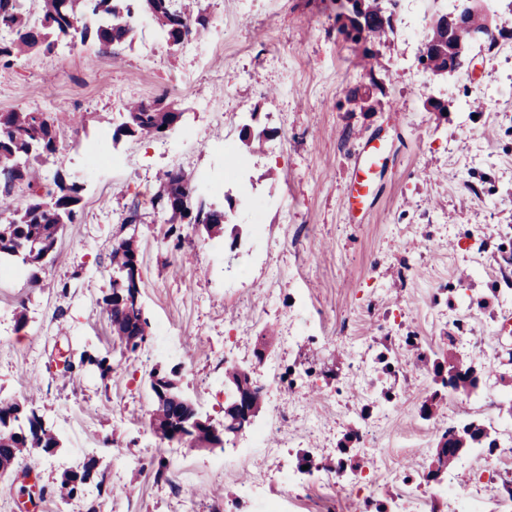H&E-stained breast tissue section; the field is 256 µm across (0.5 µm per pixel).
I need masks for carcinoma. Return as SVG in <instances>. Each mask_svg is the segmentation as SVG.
I'll list each match as a JSON object with an SVG mask.
<instances>
[{
	"label": "carcinoma",
	"mask_w": 512,
	"mask_h": 512,
	"mask_svg": "<svg viewBox=\"0 0 512 512\" xmlns=\"http://www.w3.org/2000/svg\"><path fill=\"white\" fill-rule=\"evenodd\" d=\"M41 16L34 21L20 11L17 0H0V29L15 34L9 42L0 43V65H15L36 51L52 53L56 42L63 35L77 36L81 43L89 40L113 49L124 45L133 26L130 19L120 15L114 0H39ZM398 0H361L366 30L362 31L343 21L344 12L336 13L337 28L343 41L348 43L363 66L374 69L380 45L394 32L390 14ZM136 10L148 17L167 35L170 46L193 34L198 38L208 35L209 19L200 8V0H137ZM467 48L473 47L471 31L461 29L448 36L437 21H432L427 41L432 43L431 55L420 60L426 72L434 77L447 75L448 40ZM127 121L122 124L126 136L140 139L154 138L172 130L181 113L158 98L151 102L132 100L126 104ZM61 124L58 118L45 112L12 111L0 113V214L9 213V220L0 222V258L19 259L25 265L44 260L56 248L63 225L72 223L77 215L80 186L64 182L61 174L54 178L55 188L42 190L41 158L58 153ZM30 191V201L20 211H10L12 197L20 187ZM174 201L168 208L169 236L181 240V224L195 213L196 223L204 226L207 234L224 232L225 213L206 206L196 199L192 178L181 170L167 171L159 178L153 201ZM139 244L129 237L112 247L111 264L118 272L112 280L111 293L103 299L104 310L112 325V337L120 346L134 352L139 344L134 337L145 340L147 320L143 317L141 303L118 305L120 298H136L140 293L132 271L137 268ZM481 371L463 359L445 358L435 363V377L441 386H461L468 391L479 386ZM156 373L149 376V385L155 396L151 415L153 431L163 440L176 437L174 424L181 415L190 412L186 398L168 386L163 396L157 390ZM186 441L194 447H215L221 441L213 432L199 426L188 433ZM480 444L494 447L483 426L469 423L462 439L448 449L445 437L438 438L439 467L453 464L458 452ZM59 446L52 430L43 424L33 408L20 400L0 399V477L11 473L22 461L39 453H50ZM93 466L63 472L58 487L59 499L66 501L83 493L93 478Z\"/></svg>",
	"instance_id": "1"
}]
</instances>
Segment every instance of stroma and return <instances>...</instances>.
Returning a JSON list of instances; mask_svg holds the SVG:
<instances>
[{
    "instance_id": "stroma-1",
    "label": "stroma",
    "mask_w": 512,
    "mask_h": 512,
    "mask_svg": "<svg viewBox=\"0 0 512 512\" xmlns=\"http://www.w3.org/2000/svg\"><path fill=\"white\" fill-rule=\"evenodd\" d=\"M202 7L211 26L224 29L223 53L212 52L208 36L192 39L189 52L165 42L154 49L138 27L116 56L93 44L0 66V112L78 116L61 128L63 148L113 133L126 102L153 99L154 86L175 77L189 85L166 95L182 112L178 127L149 140L122 138L120 165L42 160L45 180L59 174L80 183L79 214L39 266L0 278V399L33 396L60 446L0 479L9 488L0 492V512H224L241 485L268 476V451L218 471L215 462L242 447L245 432L204 450L178 443V474L155 480L144 438L151 370L174 373L183 396L220 429L235 391L224 356L244 358L263 387L258 420H272L281 405L289 418L280 439L332 448L364 384L343 351L340 324L364 344L421 336L438 354L454 355L447 334L457 311L430 310L432 294L451 284L456 294L478 295L488 279L512 277L499 248L512 228V38L491 50L474 46L468 65L430 78L418 65L425 39L409 25L441 8L436 0H399L395 33L368 73L336 35L333 0H202ZM228 74L234 83L225 82ZM355 88L379 100L377 111L346 110ZM491 88L493 105L462 111ZM432 98L447 103L446 113L428 109ZM246 129L269 133L262 151L248 156L249 205L224 173V143L239 142ZM370 138L384 144L385 162L370 204L355 215L352 160ZM178 169L212 181L214 190L198 195L227 215L219 236L183 225L179 252L167 237V213L151 201L158 177ZM130 236L140 243L148 323L133 353L114 343L103 308L112 248ZM304 306L322 312L331 344L289 345ZM86 352L108 357L111 372L86 366L62 377L63 360ZM270 358L286 369L312 362L318 373L282 398L265 386ZM435 388L430 379L401 385L397 407L375 417V434L390 440L399 466L417 467V446L434 444L419 408ZM88 463L103 485L61 502L63 471Z\"/></svg>"
}]
</instances>
